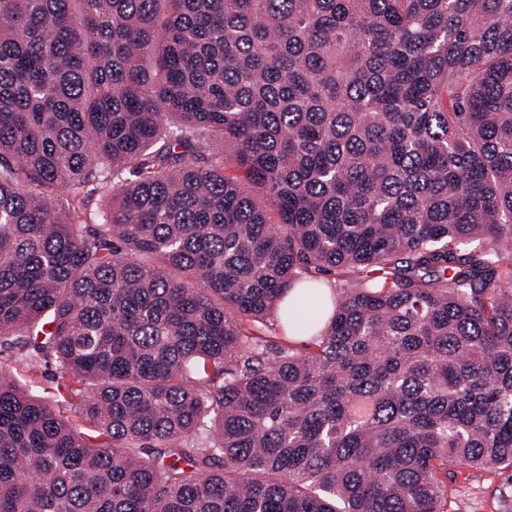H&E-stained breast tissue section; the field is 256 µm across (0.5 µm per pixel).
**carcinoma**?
Wrapping results in <instances>:
<instances>
[{
    "instance_id": "1",
    "label": "carcinoma",
    "mask_w": 512,
    "mask_h": 512,
    "mask_svg": "<svg viewBox=\"0 0 512 512\" xmlns=\"http://www.w3.org/2000/svg\"><path fill=\"white\" fill-rule=\"evenodd\" d=\"M506 247L512 0H0V353L62 397L0 363V512H440L512 469ZM302 288H295L291 293L288 294V297L285 300L284 307L280 314V322L283 325V330L286 336L291 339H302L309 338L313 336V331L304 332L306 327L305 324L302 323L300 319V309L301 306H298L302 300L304 299ZM284 308H288V321L286 320L285 314L283 313ZM291 323V324H290ZM292 325V326H291ZM257 334H261L262 336H281L282 342L285 346H292L294 349L301 350L303 341L305 340H289L283 337L279 327L276 325V322L272 319L268 320L266 323L258 325L253 328ZM7 354H10V356ZM0 362L12 364L17 369L15 372L17 381L36 396L37 399L49 403H53L57 399V384L60 370L55 362L50 361L46 364L42 360L35 367H29L24 362H21L19 357L10 352L1 354Z\"/></svg>"
}]
</instances>
